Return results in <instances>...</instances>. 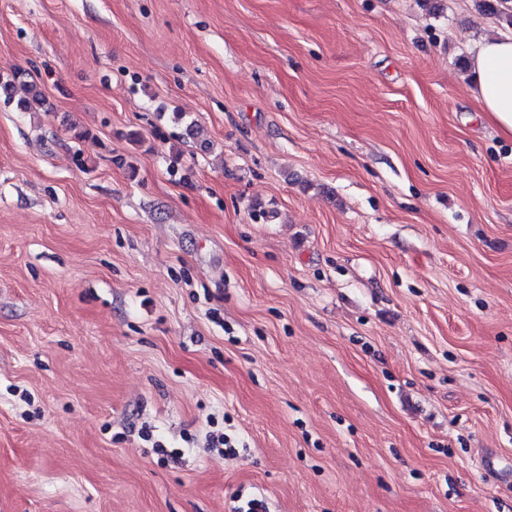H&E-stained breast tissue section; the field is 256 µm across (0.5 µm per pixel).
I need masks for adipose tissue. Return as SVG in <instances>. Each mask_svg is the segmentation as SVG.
I'll return each instance as SVG.
<instances>
[{"instance_id":"adipose-tissue-1","label":"adipose tissue","mask_w":512,"mask_h":512,"mask_svg":"<svg viewBox=\"0 0 512 512\" xmlns=\"http://www.w3.org/2000/svg\"><path fill=\"white\" fill-rule=\"evenodd\" d=\"M474 95L482 112L508 136H512V34L486 37L470 64Z\"/></svg>"}]
</instances>
